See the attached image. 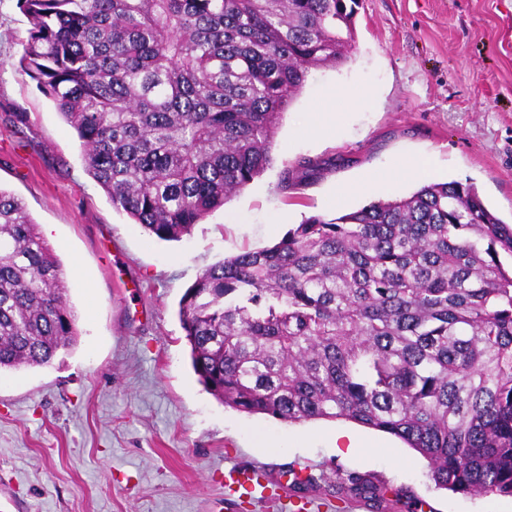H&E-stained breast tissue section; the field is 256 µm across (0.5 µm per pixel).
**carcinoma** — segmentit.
Instances as JSON below:
<instances>
[{"mask_svg": "<svg viewBox=\"0 0 512 512\" xmlns=\"http://www.w3.org/2000/svg\"><path fill=\"white\" fill-rule=\"evenodd\" d=\"M21 70L78 134L86 172L178 241L271 164L311 70L344 59L358 0H17ZM512 228L474 187L424 185L204 269L179 320L228 407L348 420L418 452L443 489L512 495ZM62 264L0 189V372L77 344ZM345 496L392 509L349 473Z\"/></svg>", "mask_w": 512, "mask_h": 512, "instance_id": "carcinoma-1", "label": "carcinoma"}]
</instances>
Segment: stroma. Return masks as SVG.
Segmentation results:
<instances>
[{"label": "stroma", "instance_id": "stroma-1", "mask_svg": "<svg viewBox=\"0 0 512 512\" xmlns=\"http://www.w3.org/2000/svg\"><path fill=\"white\" fill-rule=\"evenodd\" d=\"M29 24L0 0V188L19 196L56 251L79 333L51 364L0 373V512H274L224 499V469H306L309 512H372L340 501L342 477L370 475L431 512H507L512 496L437 488L426 460L355 426L338 454L334 420L282 422L224 404L198 380L179 301L206 267L278 242L305 218L332 219L421 185L473 186L512 226V0H360L346 61L312 70L285 110L271 165L190 234L165 242L113 208L86 173L75 131L19 67ZM366 99L337 105L339 89ZM336 112L317 133L311 108ZM330 166L291 195L284 165ZM416 178L356 187L393 161ZM351 195L337 199L339 188Z\"/></svg>", "mask_w": 512, "mask_h": 512}]
</instances>
